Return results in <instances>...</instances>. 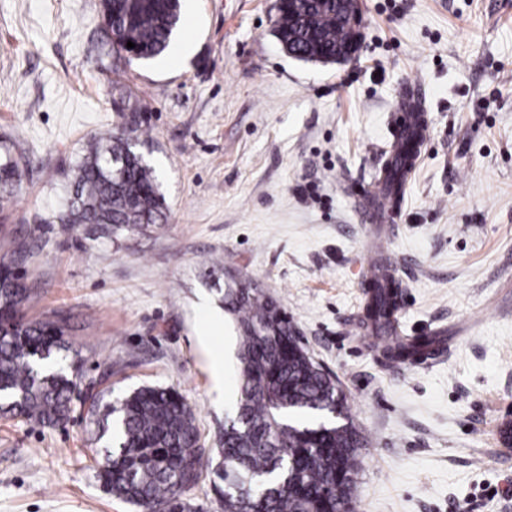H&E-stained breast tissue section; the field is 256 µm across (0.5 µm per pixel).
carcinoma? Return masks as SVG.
Returning a JSON list of instances; mask_svg holds the SVG:
<instances>
[{"label": "carcinoma", "instance_id": "1", "mask_svg": "<svg viewBox=\"0 0 512 512\" xmlns=\"http://www.w3.org/2000/svg\"><path fill=\"white\" fill-rule=\"evenodd\" d=\"M111 50L128 61H147L170 47L180 21L179 0H102ZM299 18L276 26L284 50L298 60L336 62L352 33L340 23L339 0H301ZM135 47H127V42ZM122 122L89 145L67 173V206L43 224H97L112 234L167 223L168 206L158 176L140 153V110L118 107ZM20 180L19 160L0 145V193ZM401 170L387 166L386 196L403 194ZM26 250L0 257V418L47 426L73 411L82 358L63 340L61 319L29 321L21 312L27 288L17 269ZM366 318L378 332L395 333L398 286L378 273L369 290ZM224 309L237 332L240 393L236 420L216 448L200 444L192 406L173 388L143 385L103 407L99 435L109 446L95 451L102 488L136 512H195L186 491L209 475L220 512H343L352 503L364 445L350 419L340 382L302 345L296 326L269 296L246 282L229 288ZM433 349L429 337L397 338L387 348L396 363Z\"/></svg>", "mask_w": 512, "mask_h": 512}]
</instances>
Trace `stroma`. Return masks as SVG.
<instances>
[{"instance_id": "35a3bbf8", "label": "stroma", "mask_w": 512, "mask_h": 512, "mask_svg": "<svg viewBox=\"0 0 512 512\" xmlns=\"http://www.w3.org/2000/svg\"><path fill=\"white\" fill-rule=\"evenodd\" d=\"M274 4L180 0L169 50L130 64L102 0H0V137L22 159L0 255L34 247L24 312L65 319L80 390L177 389L212 448L239 395L220 297L251 281L348 396L357 512H512V0H361L360 47L336 64L290 57ZM408 89L430 126L381 233L361 214ZM122 97L146 118L167 224L35 223ZM378 259L403 287L399 334L444 339L425 364L386 365L362 323ZM102 446L81 402L58 427L0 419V512H133L95 476Z\"/></svg>"}]
</instances>
